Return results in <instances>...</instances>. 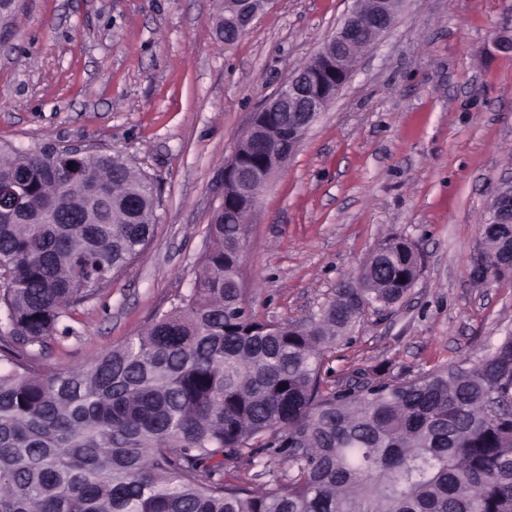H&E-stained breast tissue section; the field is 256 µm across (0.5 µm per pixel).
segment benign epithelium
<instances>
[{
	"label": "benign epithelium",
	"mask_w": 512,
	"mask_h": 512,
	"mask_svg": "<svg viewBox=\"0 0 512 512\" xmlns=\"http://www.w3.org/2000/svg\"><path fill=\"white\" fill-rule=\"evenodd\" d=\"M243 8L224 12V27L232 34L224 44L229 45L251 29L261 7L252 0H240ZM402 0H356L351 14L355 19L341 23L324 46L300 69L292 72L276 91L268 97L258 112L254 113L241 140L224 166V184L237 183L246 194L264 189L275 172L284 165L304 139L308 129L326 111L342 88L350 80L355 63L351 62L354 51L365 41H376L389 31L394 23ZM279 116L275 140L277 148L263 153L261 163L243 166L241 152L254 146L266 125V114ZM85 194L92 201H103L111 196L110 189L97 181L89 182ZM491 221L481 225L480 239L492 235L497 224H512V177L505 179L490 200ZM472 266L482 270L488 278L493 272H505L508 266L492 263L488 257L477 254Z\"/></svg>",
	"instance_id": "1"
}]
</instances>
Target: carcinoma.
<instances>
[{
	"label": "carcinoma",
	"mask_w": 512,
	"mask_h": 512,
	"mask_svg": "<svg viewBox=\"0 0 512 512\" xmlns=\"http://www.w3.org/2000/svg\"><path fill=\"white\" fill-rule=\"evenodd\" d=\"M68 163L59 189L41 155L0 156V182L32 186L30 215L68 214L0 223V512H512V334L473 362L327 387L326 353L413 287L414 245L384 240L359 287L336 289L308 320L266 324L240 287L243 210L259 194L233 185L189 294L83 366L39 368L34 350L143 254L155 223L153 189L130 161ZM96 179L112 186L105 204L84 196ZM485 250L511 253L512 226ZM270 451L287 472L263 460ZM244 458L269 479H227Z\"/></svg>",
	"instance_id": "1"
}]
</instances>
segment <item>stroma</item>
Returning <instances> with one entry per match:
<instances>
[{
    "mask_svg": "<svg viewBox=\"0 0 512 512\" xmlns=\"http://www.w3.org/2000/svg\"><path fill=\"white\" fill-rule=\"evenodd\" d=\"M352 0H274L224 44L216 0H18L0 25V146L120 153L158 189L154 235L38 358L65 371L190 291L224 164L253 112ZM512 0H405L394 26L262 191L241 257L263 322L318 314L387 236L415 244L404 302L371 311L323 367L410 377L512 333V276L475 284L480 226L512 176Z\"/></svg>",
    "mask_w": 512,
    "mask_h": 512,
    "instance_id": "obj_1",
    "label": "stroma"
}]
</instances>
